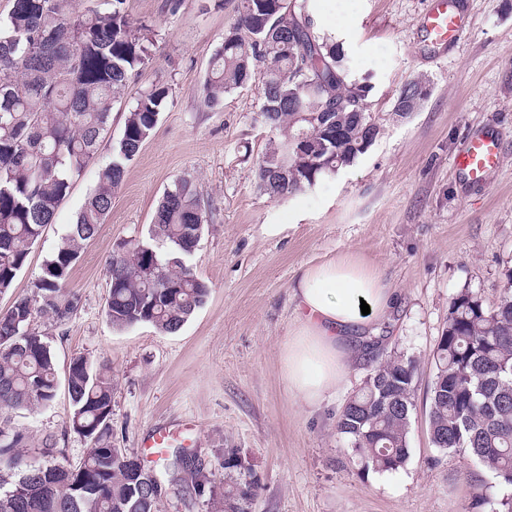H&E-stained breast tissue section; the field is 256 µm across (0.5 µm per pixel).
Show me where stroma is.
<instances>
[{"mask_svg": "<svg viewBox=\"0 0 512 512\" xmlns=\"http://www.w3.org/2000/svg\"><path fill=\"white\" fill-rule=\"evenodd\" d=\"M467 30L451 51L433 47L420 27L429 0H313L320 30L341 41L353 73L371 74L369 112L380 127L364 154L314 186L273 199L256 186L258 161L272 133L260 116V78L225 93L219 110L200 93L208 64L235 23L232 0H126L134 22L157 33L148 64L132 73L112 107L98 152L106 160L121 139L140 93L156 83L172 93L139 155L128 164L97 235L70 272L76 313L57 324L36 318L58 374L73 357L112 372V443L160 474L140 443L159 426L176 430L172 448L192 451L215 484L192 508L167 495L158 512H218L224 451L236 449L260 490L249 512H486L478 481L502 497L479 463L435 448L427 415L433 353L462 290L495 304L512 269V0H464ZM422 77L430 94L397 120L402 87ZM493 128L503 139L500 169L488 190L466 186L451 167L467 134ZM97 163L76 177L0 312L30 295L41 266L73 224L97 179ZM193 180L211 221L190 258L208 286L205 304L175 333L148 324L113 328L105 309L114 253L147 237L155 209L177 179ZM360 254L395 288L399 306L378 324L386 353L417 365L410 457L392 472L353 460L336 421L364 384L358 363L320 405L293 401L281 371V345L295 326L290 286L297 270L345 252ZM66 390L47 405L11 415L36 456L53 436L66 463L78 464L89 441L70 426Z\"/></svg>", "mask_w": 512, "mask_h": 512, "instance_id": "obj_1", "label": "stroma"}]
</instances>
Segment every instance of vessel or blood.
Here are the masks:
<instances>
[{
  "label": "vessel or blood",
  "instance_id": "1",
  "mask_svg": "<svg viewBox=\"0 0 512 512\" xmlns=\"http://www.w3.org/2000/svg\"><path fill=\"white\" fill-rule=\"evenodd\" d=\"M421 26L434 46L452 49L466 29V9L462 0H431ZM502 142L492 131L470 135L456 151L452 167L456 174L479 187L489 186L500 166Z\"/></svg>",
  "mask_w": 512,
  "mask_h": 512
}]
</instances>
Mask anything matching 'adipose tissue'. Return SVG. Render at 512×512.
Wrapping results in <instances>:
<instances>
[{"instance_id":"1","label":"adipose tissue","mask_w":512,"mask_h":512,"mask_svg":"<svg viewBox=\"0 0 512 512\" xmlns=\"http://www.w3.org/2000/svg\"><path fill=\"white\" fill-rule=\"evenodd\" d=\"M292 298L297 324L282 345V375L294 400L315 406L345 379L364 332L394 306L396 292L363 257L346 252L301 267Z\"/></svg>"}]
</instances>
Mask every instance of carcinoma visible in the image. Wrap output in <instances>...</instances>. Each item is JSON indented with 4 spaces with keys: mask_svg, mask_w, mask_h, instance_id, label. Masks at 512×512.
<instances>
[{
    "mask_svg": "<svg viewBox=\"0 0 512 512\" xmlns=\"http://www.w3.org/2000/svg\"><path fill=\"white\" fill-rule=\"evenodd\" d=\"M237 22L214 53L205 102L221 104L261 67V117L280 132L258 164V187L271 198L293 195L367 150L379 127L367 112L371 75L356 77L343 43L316 29L312 0H235ZM154 31L134 23L124 0L112 10L77 11L73 0H12L0 19V295L11 290L31 250L97 156L113 102L129 76L150 58ZM169 87L143 91L126 117L121 139L98 171L76 222L43 264L31 295L0 314V414L48 404L59 378L53 353L32 328L42 316L69 319L80 299L64 288L83 244L112 208L125 168L157 125ZM306 135L321 156L299 152ZM210 218L187 179L165 190L148 236L109 262L106 317L112 327L150 324L178 331L206 301L208 287L189 258ZM497 302L466 290L451 298L448 325L436 348L429 434L433 445L471 458L497 485L512 487V270ZM382 336H368L367 382L343 406L336 430L362 466L396 471L407 462L416 364L383 355ZM67 390L71 428L92 449L76 466L57 460L55 438L42 441L41 460L19 452L25 435L0 425V512H157L158 479L124 449L112 446V376L104 364L73 358ZM166 482L182 501L211 483L183 452L164 453ZM224 460V512H248L256 481Z\"/></svg>",
    "mask_w": 512,
    "mask_h": 512,
    "instance_id": "carcinoma-1",
    "label": "carcinoma"
}]
</instances>
